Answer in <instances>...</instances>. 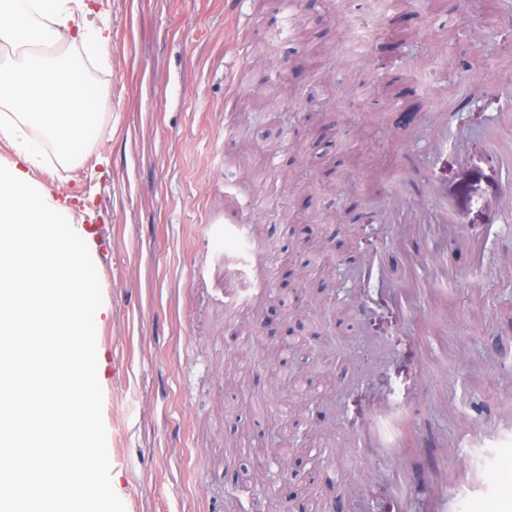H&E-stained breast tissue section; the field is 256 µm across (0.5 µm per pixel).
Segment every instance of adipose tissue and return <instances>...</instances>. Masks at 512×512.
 Here are the masks:
<instances>
[{"instance_id": "1", "label": "adipose tissue", "mask_w": 512, "mask_h": 512, "mask_svg": "<svg viewBox=\"0 0 512 512\" xmlns=\"http://www.w3.org/2000/svg\"><path fill=\"white\" fill-rule=\"evenodd\" d=\"M65 41L107 54L112 29L86 0H0V140L14 152L0 165V239L22 233L26 219L36 230L25 251L31 260L0 255V299L16 294L18 280L44 289L39 309L60 335H78V351L93 349V313L88 296L98 285L91 237L72 207L57 200L31 172L47 153L78 160L99 136L98 116L106 99L81 81L85 60L55 54ZM71 450L76 475H99L102 463L84 446L93 428L89 396L71 407Z\"/></svg>"}]
</instances>
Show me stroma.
I'll list each match as a JSON object with an SVG mask.
<instances>
[{
	"instance_id": "1",
	"label": "stroma",
	"mask_w": 512,
	"mask_h": 512,
	"mask_svg": "<svg viewBox=\"0 0 512 512\" xmlns=\"http://www.w3.org/2000/svg\"><path fill=\"white\" fill-rule=\"evenodd\" d=\"M109 101L78 164L35 176L86 199L103 303L95 315L110 478L125 512H225L242 434L279 440L222 379L262 372L279 270L321 247L302 283L324 355L303 364L324 419L303 477L326 512H420L454 472L452 438L512 414L511 26L495 0H94ZM481 66V86L461 83ZM417 113L415 122L401 112ZM327 186L285 190L287 171ZM385 225L369 288L358 218ZM224 225L216 248L211 225ZM372 313L362 316L359 303ZM249 319V354L230 336ZM409 410L401 473L354 437Z\"/></svg>"
}]
</instances>
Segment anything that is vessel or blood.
Listing matches in <instances>:
<instances>
[{
    "label": "vessel or blood",
    "mask_w": 512,
    "mask_h": 512,
    "mask_svg": "<svg viewBox=\"0 0 512 512\" xmlns=\"http://www.w3.org/2000/svg\"><path fill=\"white\" fill-rule=\"evenodd\" d=\"M456 471L436 492L433 512H512V420L457 439ZM369 453L398 461L394 426L373 424L359 438Z\"/></svg>",
    "instance_id": "vessel-or-blood-1"
}]
</instances>
